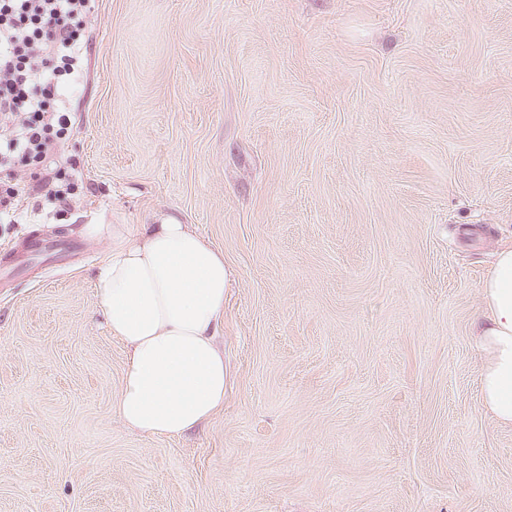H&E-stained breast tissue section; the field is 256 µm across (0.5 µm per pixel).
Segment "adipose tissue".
<instances>
[{"label":"adipose tissue","mask_w":512,"mask_h":512,"mask_svg":"<svg viewBox=\"0 0 512 512\" xmlns=\"http://www.w3.org/2000/svg\"><path fill=\"white\" fill-rule=\"evenodd\" d=\"M111 248L93 283L106 325L126 348L115 411L130 429L176 438L224 408V254L189 225L88 224ZM486 316L473 335L484 358V408L512 425V247L480 285Z\"/></svg>","instance_id":"1"}]
</instances>
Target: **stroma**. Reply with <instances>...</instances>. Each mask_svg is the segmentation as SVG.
<instances>
[{"label": "stroma", "instance_id": "1", "mask_svg": "<svg viewBox=\"0 0 512 512\" xmlns=\"http://www.w3.org/2000/svg\"><path fill=\"white\" fill-rule=\"evenodd\" d=\"M59 179L73 245L0 287V512H512L480 283L512 244V0H95ZM224 253V408L129 430L86 224Z\"/></svg>", "mask_w": 512, "mask_h": 512}]
</instances>
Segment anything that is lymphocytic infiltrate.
<instances>
[{"mask_svg":"<svg viewBox=\"0 0 512 512\" xmlns=\"http://www.w3.org/2000/svg\"><path fill=\"white\" fill-rule=\"evenodd\" d=\"M93 0H0V221L15 222L17 172L53 164L71 132Z\"/></svg>","mask_w":512,"mask_h":512,"instance_id":"obj_1","label":"lymphocytic infiltrate"}]
</instances>
